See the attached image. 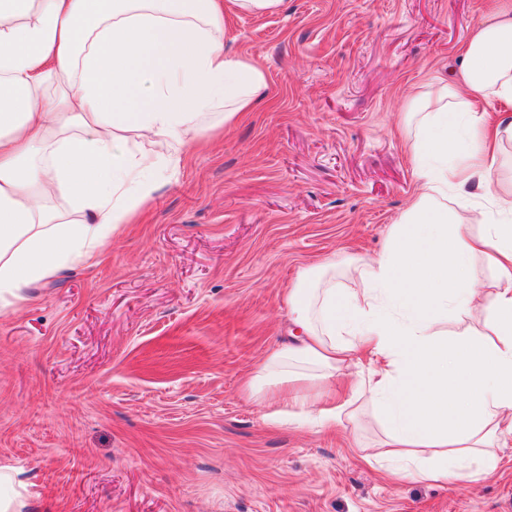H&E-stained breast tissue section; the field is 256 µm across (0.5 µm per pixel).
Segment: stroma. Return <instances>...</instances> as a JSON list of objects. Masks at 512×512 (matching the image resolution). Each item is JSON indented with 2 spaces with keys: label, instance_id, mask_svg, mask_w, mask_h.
<instances>
[{
  "label": "stroma",
  "instance_id": "obj_1",
  "mask_svg": "<svg viewBox=\"0 0 512 512\" xmlns=\"http://www.w3.org/2000/svg\"><path fill=\"white\" fill-rule=\"evenodd\" d=\"M488 0H283L232 18L260 61L255 111L186 151L98 264L0 316V465L27 512H512V447L471 482L391 476L377 409L332 433L271 424L242 390L317 267L358 288L411 204L395 132L408 93L452 78Z\"/></svg>",
  "mask_w": 512,
  "mask_h": 512
}]
</instances>
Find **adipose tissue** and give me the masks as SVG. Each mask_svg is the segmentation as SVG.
<instances>
[{
  "label": "adipose tissue",
  "mask_w": 512,
  "mask_h": 512,
  "mask_svg": "<svg viewBox=\"0 0 512 512\" xmlns=\"http://www.w3.org/2000/svg\"><path fill=\"white\" fill-rule=\"evenodd\" d=\"M281 2L0 0V315L31 285L101 261L207 117L255 110L266 72L225 54L224 35L235 15ZM488 14L458 76L428 79L402 111L418 186L387 254L360 267L363 287L307 276L289 289L295 332L245 382L263 407L317 408L322 428L373 402L378 457L422 481L478 480L512 446V191L496 177L512 141V0ZM479 257L494 270L484 289L469 283ZM478 310L493 339L478 338ZM357 354L368 369L352 379Z\"/></svg>",
  "instance_id": "ef3b65f1"
}]
</instances>
